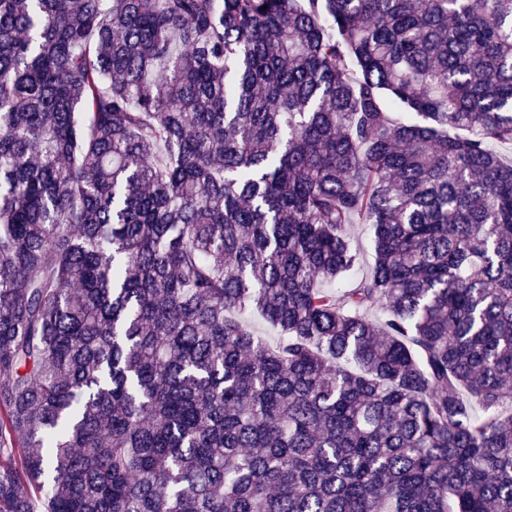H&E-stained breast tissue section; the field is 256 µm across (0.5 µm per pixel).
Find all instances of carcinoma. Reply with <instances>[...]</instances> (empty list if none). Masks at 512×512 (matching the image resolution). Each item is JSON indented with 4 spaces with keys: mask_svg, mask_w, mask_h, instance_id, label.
<instances>
[{
    "mask_svg": "<svg viewBox=\"0 0 512 512\" xmlns=\"http://www.w3.org/2000/svg\"><path fill=\"white\" fill-rule=\"evenodd\" d=\"M498 146L512 0H0V512H512ZM352 234L363 252V263L358 269H354L349 278L341 282L344 286H347L355 279L364 276L373 262V232L371 225L355 224L352 228Z\"/></svg>",
    "mask_w": 512,
    "mask_h": 512,
    "instance_id": "carcinoma-1",
    "label": "carcinoma"
}]
</instances>
